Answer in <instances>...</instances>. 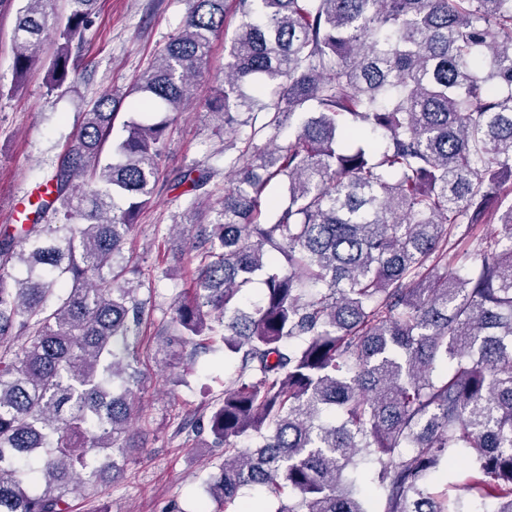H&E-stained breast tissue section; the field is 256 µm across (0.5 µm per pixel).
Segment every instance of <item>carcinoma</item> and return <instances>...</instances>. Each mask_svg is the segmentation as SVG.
I'll return each instance as SVG.
<instances>
[{
    "label": "carcinoma",
    "mask_w": 512,
    "mask_h": 512,
    "mask_svg": "<svg viewBox=\"0 0 512 512\" xmlns=\"http://www.w3.org/2000/svg\"><path fill=\"white\" fill-rule=\"evenodd\" d=\"M24 0L13 88L39 66L63 87L96 0ZM224 89L233 187L181 171L207 218L192 294L166 342L234 355L202 425L224 463L208 496L241 487L275 512H466L434 481L460 454L467 492L512 512V0H235ZM226 0H191L181 30L120 101L83 113L49 198L0 235V512H71L116 482L131 419L144 283L126 244L153 198L172 112L192 97ZM57 40L42 57L45 36ZM301 118L294 137L280 129ZM287 186L288 202L269 196ZM494 217L500 228L478 238ZM481 263L468 265L470 246ZM263 275L250 311L239 294ZM379 491L377 500L366 485Z\"/></svg>",
    "instance_id": "obj_1"
}]
</instances>
